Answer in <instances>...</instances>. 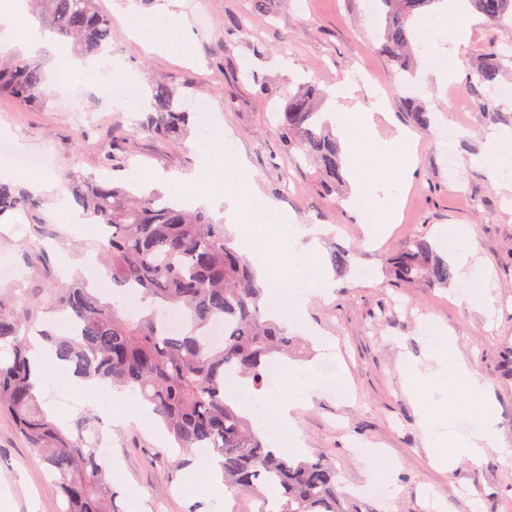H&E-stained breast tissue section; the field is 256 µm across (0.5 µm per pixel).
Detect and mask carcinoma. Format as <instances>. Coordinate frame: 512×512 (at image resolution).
Segmentation results:
<instances>
[{"mask_svg":"<svg viewBox=\"0 0 512 512\" xmlns=\"http://www.w3.org/2000/svg\"><path fill=\"white\" fill-rule=\"evenodd\" d=\"M29 2L42 24L74 53L96 56L108 51L112 20L97 0ZM438 2L376 0L375 8L386 17L379 34L381 50L399 70L411 73L414 68L410 21L426 16ZM469 2L487 23L512 26V0ZM247 3V20L270 16L271 0ZM507 62L512 63L507 49L488 53L477 71L478 84L493 87ZM45 80L40 58L0 57V94L17 103L41 105ZM181 87L174 79L151 84V110L142 123L149 133L177 142L187 139L191 114L183 106ZM320 97L311 84L288 95L280 112L279 147L313 165L325 191L333 193L343 182L342 150L322 125ZM66 187L81 216L106 232L98 247L112 285L140 294L149 309L132 311L103 299L81 277L70 282L51 277L32 298L0 294V411L58 474L65 512H115V495L110 468L95 446L101 431L98 418L87 413L61 424L44 411L34 392L27 352L40 311L60 312L70 325L64 333L35 331L47 344V357L143 402L180 455L195 448L218 454L225 487L244 494L270 493L272 512H359L337 490L333 467L318 455L296 460L275 454L250 417L224 393L230 375L261 389L276 356L287 354L296 343L284 326L263 313L264 288L224 225L157 194L135 196L120 181L71 172ZM40 207L32 193L0 180V217L17 209L34 215ZM387 266L406 283L444 287L451 278L448 262L424 234L404 241ZM170 311L181 316L176 331L165 323ZM218 322L224 324L220 344L211 337Z\"/></svg>","mask_w":512,"mask_h":512,"instance_id":"obj_1","label":"carcinoma"}]
</instances>
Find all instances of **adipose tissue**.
Masks as SVG:
<instances>
[{
    "label": "adipose tissue",
    "instance_id": "1",
    "mask_svg": "<svg viewBox=\"0 0 512 512\" xmlns=\"http://www.w3.org/2000/svg\"><path fill=\"white\" fill-rule=\"evenodd\" d=\"M470 25L466 0H450L445 14L429 25L427 38L462 42L467 38ZM2 44L28 50L51 47L55 72L70 82L86 78L95 85L104 86L111 82L113 73L120 67L119 60L114 57L82 59L61 46L51 45L48 32L29 19L27 0H5L0 5ZM351 95L348 82L337 83L333 96L339 104L329 112L328 118L335 125L346 152L352 185L347 204L361 215L365 237L375 242L387 232L389 224L397 220L399 193L414 162L408 151L411 138L404 130L391 139L380 138L373 122L374 112L384 109L380 101L373 103L371 111L361 113L357 121H348L350 109L343 101ZM481 161L490 168L497 184L512 190V133H491L488 152ZM259 195L253 179L234 182L225 177L224 155L219 152L205 177L198 180L193 199L217 207L227 206L231 221L229 229L247 243L250 259L264 282L268 314L300 331L304 328L302 317L311 293L304 286L306 278L301 270L308 266L316 245L306 241V229L258 222L254 203ZM451 342V333L443 332L433 346L431 364L403 363L402 371L410 390L425 391L442 404L451 403L455 398L483 397L485 385L471 364L461 358L447 359L445 351ZM295 409V401L289 399L271 408L259 405L254 409L256 422L262 424L271 417L277 423L279 438L273 446L275 452L301 448L295 435ZM452 423L453 417L448 413L425 421L423 436L429 456L443 468L451 467L462 458L479 462L494 436L491 403L483 402L467 434L452 435Z\"/></svg>",
    "mask_w": 512,
    "mask_h": 512
}]
</instances>
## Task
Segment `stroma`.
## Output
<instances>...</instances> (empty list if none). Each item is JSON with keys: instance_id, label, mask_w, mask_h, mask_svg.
Listing matches in <instances>:
<instances>
[{"instance_id": "35a3bbf8", "label": "stroma", "mask_w": 512, "mask_h": 512, "mask_svg": "<svg viewBox=\"0 0 512 512\" xmlns=\"http://www.w3.org/2000/svg\"><path fill=\"white\" fill-rule=\"evenodd\" d=\"M198 0H99L113 12L127 5L139 17H153L162 7L177 15L172 27L185 51L145 52L120 23L112 25V55L121 68L114 81L124 83L128 99L148 94V80L175 78L182 94L202 101L189 139L170 142L144 132L140 117L124 111L112 87L86 83L71 87L47 74L43 104L28 108L0 96V137L25 145L43 156L44 173L64 183L72 172L111 177L100 158L121 139L125 158L123 179L137 191L172 196L174 180L202 177L212 138L207 131L220 119L226 132L224 154L243 161L254 177L268 219L274 224L310 227L318 246L316 266L331 276L329 295H314L305 320L319 334L292 356L295 363H322L321 339H329L347 377L337 392L336 375L323 373V385L301 399L295 421L305 453H318L333 466L341 489L349 496L370 479L358 448L376 449L391 457L396 468L389 477L386 500L360 501L362 512H512V193L505 192L487 167L473 164L492 131L512 132V68L500 76L496 91L482 98L468 89L476 80L482 58L512 37L507 29L476 19L461 43L427 42L414 34L411 44L419 67L415 89H408L379 50L377 31L368 21L371 0H275L274 18L241 23L245 0H207L199 14ZM454 59L452 81L440 84L429 72L434 60ZM265 81L259 95L257 81ZM347 80L362 105L383 99L385 114L376 116L381 137L397 129L414 134L415 169L403 186L402 205L385 237L367 242L356 215L344 199L325 194L317 170L277 152L276 110L298 83L309 81L321 91ZM415 93L433 121L418 126L403 99ZM497 112L489 117L484 100ZM455 128L454 141L443 132ZM41 215L55 225L46 254L28 247L31 219L22 212L0 219V264L15 268L0 288L32 296L46 274L60 275L63 260L81 261L95 254L101 238L97 225L59 222L57 198L42 193ZM468 229L478 267L463 273L452 267L447 287L396 281L385 260L415 233L437 239L444 259L456 250L454 235ZM351 253L349 272H336L334 250ZM484 283L494 299L490 312L470 306L466 292ZM452 332V354L464 356L493 396L497 444L480 463L458 460L452 468L435 466L422 434L427 406L411 395L399 369L405 359L426 362L429 344L425 325ZM112 458L122 462L124 475L114 481L119 512H259L256 497L189 483L190 466L168 467L178 457L158 425L107 426ZM63 500L53 477L35 450L20 435L9 415H0V512H62Z\"/></svg>"}]
</instances>
